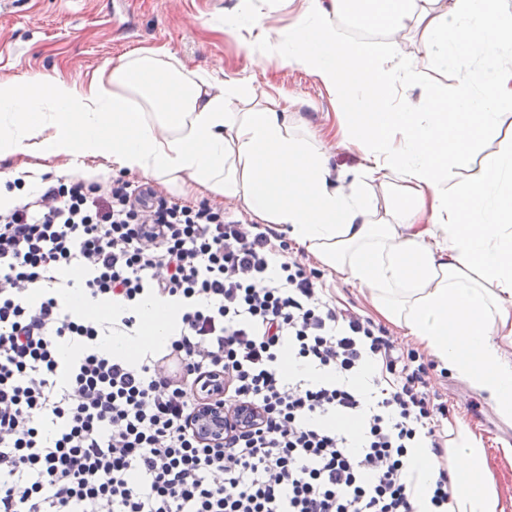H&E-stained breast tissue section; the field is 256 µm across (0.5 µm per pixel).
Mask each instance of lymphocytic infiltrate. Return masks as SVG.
<instances>
[{
	"label": "lymphocytic infiltrate",
	"instance_id": "obj_1",
	"mask_svg": "<svg viewBox=\"0 0 512 512\" xmlns=\"http://www.w3.org/2000/svg\"><path fill=\"white\" fill-rule=\"evenodd\" d=\"M278 253L255 225L147 182L48 185L0 210V512H412L411 451L429 437L442 454L447 404L415 352ZM67 269L121 313L68 309ZM148 297L179 312L168 342L112 356L105 337L137 335ZM285 353L310 374L283 376ZM212 397L259 419L206 444L192 422Z\"/></svg>",
	"mask_w": 512,
	"mask_h": 512
}]
</instances>
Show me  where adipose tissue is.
Wrapping results in <instances>:
<instances>
[{
	"label": "adipose tissue",
	"mask_w": 512,
	"mask_h": 512,
	"mask_svg": "<svg viewBox=\"0 0 512 512\" xmlns=\"http://www.w3.org/2000/svg\"><path fill=\"white\" fill-rule=\"evenodd\" d=\"M292 24L269 25L236 0L238 28L259 29L251 54L318 78L336 100L345 139L365 154L353 175L333 173L326 142L297 123L287 97L246 109L249 87L189 69L169 49L142 48L83 81L35 75L0 79V209L17 202L7 182H41V160L136 173L240 204L287 233L344 281L364 289L380 317L402 329L441 368L485 395L512 422V143L486 155L454 192L455 168L494 132L512 106V0H278ZM389 30L422 32L420 53L379 58L341 39L336 18L351 9ZM481 60L445 99L398 105L394 88L420 69ZM392 193L380 205V193ZM139 336L106 338L115 357L135 360L162 344L178 312L148 298ZM452 451L456 512H497L484 449L467 426ZM413 512H432L441 461L413 449Z\"/></svg>",
	"instance_id": "adipose-tissue-1"
}]
</instances>
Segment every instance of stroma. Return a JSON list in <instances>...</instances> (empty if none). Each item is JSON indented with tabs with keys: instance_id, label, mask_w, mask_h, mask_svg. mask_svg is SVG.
I'll use <instances>...</instances> for the list:
<instances>
[{
	"instance_id": "35a3bbf8",
	"label": "stroma",
	"mask_w": 512,
	"mask_h": 512,
	"mask_svg": "<svg viewBox=\"0 0 512 512\" xmlns=\"http://www.w3.org/2000/svg\"><path fill=\"white\" fill-rule=\"evenodd\" d=\"M236 0H0V78L25 80L36 73L78 80L106 62L145 47H164L189 68H205L226 78L246 81L257 105L268 95L288 97L311 131L322 133L330 165L339 172L360 170L364 155L358 147L341 144L336 135L338 106L314 76L252 57L248 31L218 28V19ZM470 67L464 59L431 66L418 75L413 88L400 91L402 102L417 101L420 93L447 97ZM285 257L320 273L318 282L341 307L366 317L375 312L361 288L333 276L304 249L289 246ZM433 391L447 403V421L439 433L452 448L458 424L480 437L488 469L503 512H512V425L493 411L483 395L433 366L428 370Z\"/></svg>"
}]
</instances>
